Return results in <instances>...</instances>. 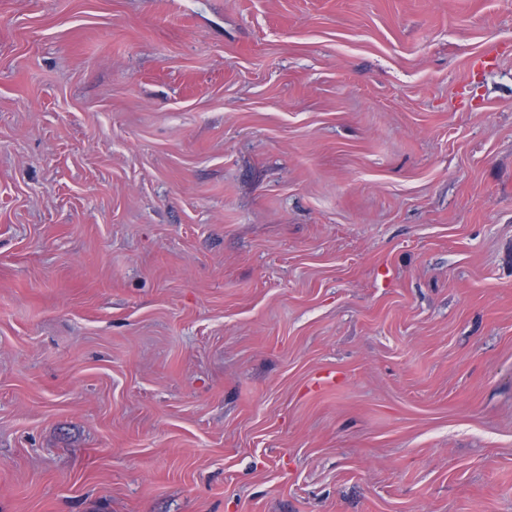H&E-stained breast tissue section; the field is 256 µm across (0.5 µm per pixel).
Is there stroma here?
I'll return each instance as SVG.
<instances>
[{
  "label": "stroma",
  "instance_id": "stroma-1",
  "mask_svg": "<svg viewBox=\"0 0 512 512\" xmlns=\"http://www.w3.org/2000/svg\"><path fill=\"white\" fill-rule=\"evenodd\" d=\"M0 512H512V0H0Z\"/></svg>",
  "mask_w": 512,
  "mask_h": 512
}]
</instances>
